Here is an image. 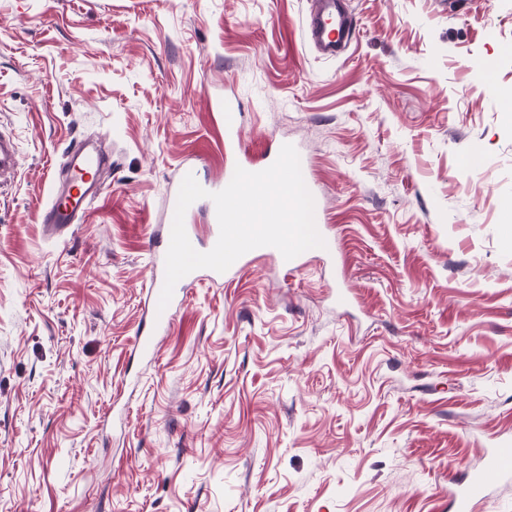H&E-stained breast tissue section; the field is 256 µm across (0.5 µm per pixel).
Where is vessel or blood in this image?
Listing matches in <instances>:
<instances>
[{
    "label": "vessel or blood",
    "instance_id": "vessel-or-blood-1",
    "mask_svg": "<svg viewBox=\"0 0 512 512\" xmlns=\"http://www.w3.org/2000/svg\"><path fill=\"white\" fill-rule=\"evenodd\" d=\"M355 33L356 27L350 15L342 9L341 0H314L304 34L319 57H338ZM65 166L61 177L53 182L50 197L40 215L42 224L52 230L75 223L97 199L102 176L109 166V154L102 139L82 140L73 144L67 152ZM203 207L209 221L206 233H199L192 226L187 227L186 233L197 251L207 252L218 240L219 224L213 201L204 200ZM164 280V269H150L148 295L151 306L136 339V351L143 358L155 355L159 337L172 319L171 309L158 307ZM493 476H512V441L503 442L486 453L483 468L471 473L460 492L452 497L453 512H471L475 503L486 498L489 479Z\"/></svg>",
    "mask_w": 512,
    "mask_h": 512
}]
</instances>
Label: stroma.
Wrapping results in <instances>:
<instances>
[{
  "instance_id": "obj_1",
  "label": "stroma",
  "mask_w": 512,
  "mask_h": 512,
  "mask_svg": "<svg viewBox=\"0 0 512 512\" xmlns=\"http://www.w3.org/2000/svg\"><path fill=\"white\" fill-rule=\"evenodd\" d=\"M343 3L326 60L309 0H0V512H449L512 440V0ZM228 91L241 151L307 159L334 253L186 282L143 360L176 171L235 162ZM93 135L104 188L49 235ZM342 0H314L304 26L306 40L324 59H336L356 33L350 15L342 9ZM66 169L51 187L50 197L41 212L42 224L57 230L75 224L98 198L102 176L109 167V154L103 140H82L67 152ZM80 179L76 183L73 180Z\"/></svg>"
}]
</instances>
